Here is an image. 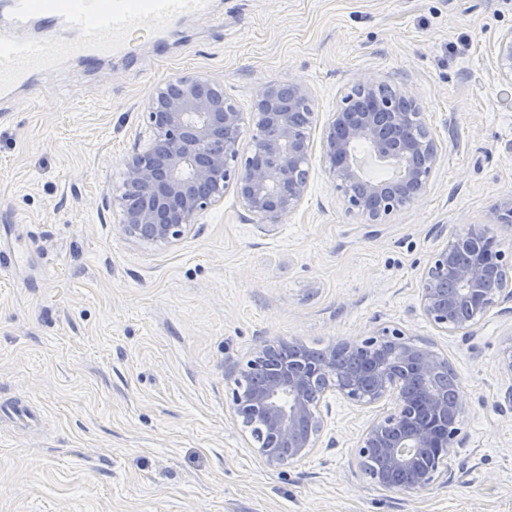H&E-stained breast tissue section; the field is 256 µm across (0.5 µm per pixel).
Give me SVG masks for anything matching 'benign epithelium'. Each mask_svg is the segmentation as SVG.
I'll return each instance as SVG.
<instances>
[{"label":"benign epithelium","instance_id":"obj_1","mask_svg":"<svg viewBox=\"0 0 512 512\" xmlns=\"http://www.w3.org/2000/svg\"><path fill=\"white\" fill-rule=\"evenodd\" d=\"M499 74L512 80V30L494 46ZM205 77H179L155 91L147 109L148 146L126 162L119 194L122 224L130 235L169 242L233 188L241 205L267 224H279L308 191V160L314 113L300 81L264 85L255 95L253 127ZM250 134L252 148L241 155ZM360 143L377 160L400 166L392 186L362 183L351 162ZM437 147L416 98L374 74L355 78L352 92L327 123L323 163L341 192L348 213L379 224L418 202L437 163ZM512 222V196L495 205L489 223L471 224L448 239L424 269L418 286L424 315L438 329L471 333L497 305L512 298V254L497 244L490 225ZM365 354L367 371L336 377V358ZM447 360L406 340L395 328L383 337L340 340L317 359L293 339L267 344L249 361L259 377L250 391L235 392L242 426H261L260 449L270 467L306 458L324 429L321 399L336 394L353 404L374 402L395 391L393 406L372 422L355 448L361 463L384 464L365 474L387 491H422L451 467L459 443L458 423L466 403L461 391L442 386Z\"/></svg>","mask_w":512,"mask_h":512}]
</instances>
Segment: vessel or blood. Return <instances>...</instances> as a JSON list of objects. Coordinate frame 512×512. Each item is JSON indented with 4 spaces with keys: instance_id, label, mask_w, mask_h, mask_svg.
<instances>
[{
    "instance_id": "obj_1",
    "label": "vessel or blood",
    "mask_w": 512,
    "mask_h": 512,
    "mask_svg": "<svg viewBox=\"0 0 512 512\" xmlns=\"http://www.w3.org/2000/svg\"><path fill=\"white\" fill-rule=\"evenodd\" d=\"M12 28L0 31V95L33 90L64 60L93 64L131 58V40L146 30L165 36L173 26L212 13V0H6ZM44 30L23 31L33 23Z\"/></svg>"
}]
</instances>
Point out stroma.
<instances>
[{"label":"stroma","mask_w":512,"mask_h":512,"mask_svg":"<svg viewBox=\"0 0 512 512\" xmlns=\"http://www.w3.org/2000/svg\"><path fill=\"white\" fill-rule=\"evenodd\" d=\"M215 19L134 35L137 61L77 59L36 96L0 99V512H512V301L473 335L422 313L419 277L449 237L512 195V81L495 64L512 0H214ZM359 74L416 98L438 147L423 198L370 224L325 171L322 133ZM175 76L220 83L245 120L257 90L311 95L309 187L271 226L234 191L168 243L125 233L113 205L149 141L146 106ZM398 328L454 370L466 411L447 476L387 491L355 454L390 400L329 396L318 448L266 465L233 415L254 353L295 338L325 349Z\"/></svg>","instance_id":"1"}]
</instances>
